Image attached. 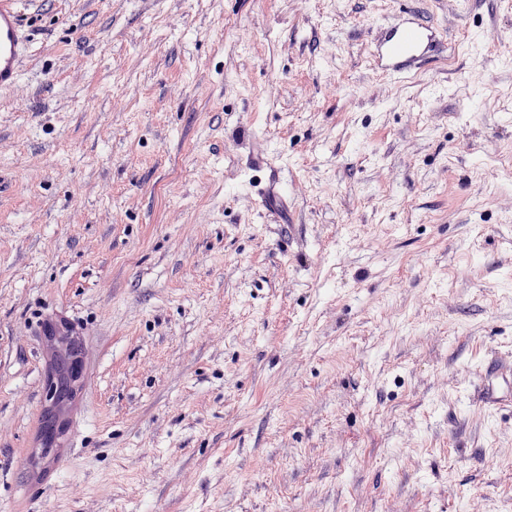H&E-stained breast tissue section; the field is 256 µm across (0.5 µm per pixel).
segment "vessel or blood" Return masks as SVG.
<instances>
[{
  "mask_svg": "<svg viewBox=\"0 0 512 512\" xmlns=\"http://www.w3.org/2000/svg\"><path fill=\"white\" fill-rule=\"evenodd\" d=\"M20 2L0 0V87L18 80L20 59L28 45ZM443 45L439 29L410 12L383 28L373 43L371 58L377 73L398 77L424 66Z\"/></svg>",
  "mask_w": 512,
  "mask_h": 512,
  "instance_id": "vessel-or-blood-1",
  "label": "vessel or blood"
}]
</instances>
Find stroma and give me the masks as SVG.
I'll return each instance as SVG.
<instances>
[{"instance_id":"1","label":"stroma","mask_w":512,"mask_h":512,"mask_svg":"<svg viewBox=\"0 0 512 512\" xmlns=\"http://www.w3.org/2000/svg\"><path fill=\"white\" fill-rule=\"evenodd\" d=\"M406 9L448 47L378 75ZM23 13L0 512H512V408L481 400L512 363V0ZM52 315L83 377L49 441Z\"/></svg>"}]
</instances>
